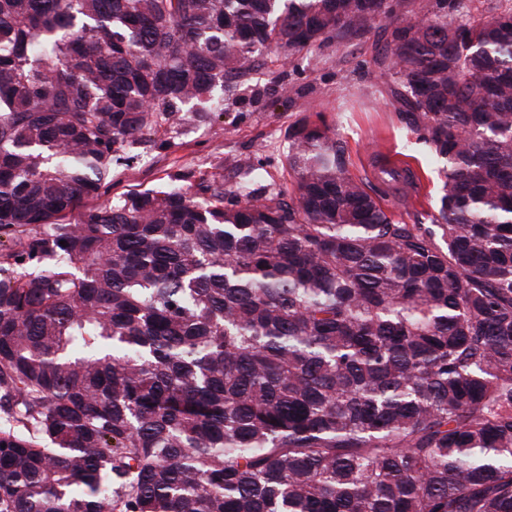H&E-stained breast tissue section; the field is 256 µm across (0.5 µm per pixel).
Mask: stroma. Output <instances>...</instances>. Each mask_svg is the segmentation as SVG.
Wrapping results in <instances>:
<instances>
[{"instance_id": "stroma-1", "label": "stroma", "mask_w": 512, "mask_h": 512, "mask_svg": "<svg viewBox=\"0 0 512 512\" xmlns=\"http://www.w3.org/2000/svg\"><path fill=\"white\" fill-rule=\"evenodd\" d=\"M389 37L379 29L316 48L313 58L293 66L269 62L259 67L256 78L266 91L264 97L243 95L227 102L223 115L161 132L158 146L143 149L129 165L117 167L111 181L82 200L71 221L129 192L163 186L180 170L232 185L236 177L224 167L228 153L246 164L262 162L267 170L265 190L293 194L294 177L284 163L288 132L319 112L346 142L353 174L371 178L370 157L377 151L406 157L416 184L390 196L387 207L395 220L428 223L441 176L422 147L415 145L414 134L399 122L389 88L373 64Z\"/></svg>"}]
</instances>
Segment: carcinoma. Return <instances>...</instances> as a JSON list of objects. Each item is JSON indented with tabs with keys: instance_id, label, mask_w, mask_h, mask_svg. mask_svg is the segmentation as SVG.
Listing matches in <instances>:
<instances>
[{
	"instance_id": "obj_1",
	"label": "carcinoma",
	"mask_w": 512,
	"mask_h": 512,
	"mask_svg": "<svg viewBox=\"0 0 512 512\" xmlns=\"http://www.w3.org/2000/svg\"><path fill=\"white\" fill-rule=\"evenodd\" d=\"M467 15L0 0V512H512V10ZM383 22L444 177L430 223L394 220L319 113L289 199L228 154L227 189L176 174L62 222L162 125L261 95V61Z\"/></svg>"
}]
</instances>
